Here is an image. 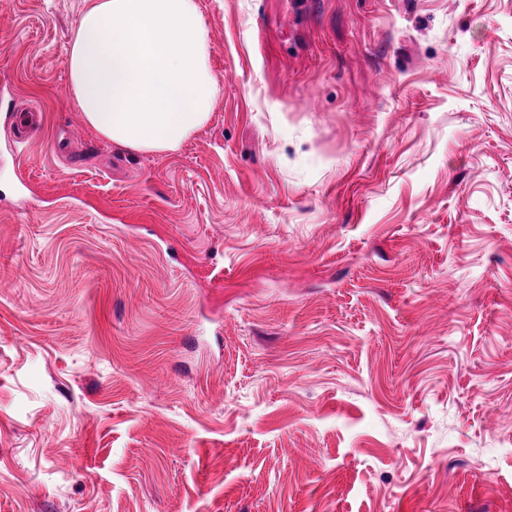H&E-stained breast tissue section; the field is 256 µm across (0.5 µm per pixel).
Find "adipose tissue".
<instances>
[{
	"mask_svg": "<svg viewBox=\"0 0 512 512\" xmlns=\"http://www.w3.org/2000/svg\"><path fill=\"white\" fill-rule=\"evenodd\" d=\"M69 57L86 122L126 149H175L208 121L219 92L197 0H96Z\"/></svg>",
	"mask_w": 512,
	"mask_h": 512,
	"instance_id": "adipose-tissue-1",
	"label": "adipose tissue"
}]
</instances>
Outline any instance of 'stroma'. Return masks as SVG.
<instances>
[{
    "label": "stroma",
    "mask_w": 512,
    "mask_h": 512,
    "mask_svg": "<svg viewBox=\"0 0 512 512\" xmlns=\"http://www.w3.org/2000/svg\"><path fill=\"white\" fill-rule=\"evenodd\" d=\"M93 2L0 0V512H512V0H198L163 153ZM69 57L86 122L126 149H175L208 121L219 92L197 0H97ZM29 115L31 118L29 119ZM37 116V120L33 116ZM42 118L36 112H19L13 120V133L20 142L31 141L36 132L41 128Z\"/></svg>",
    "instance_id": "1"
}]
</instances>
